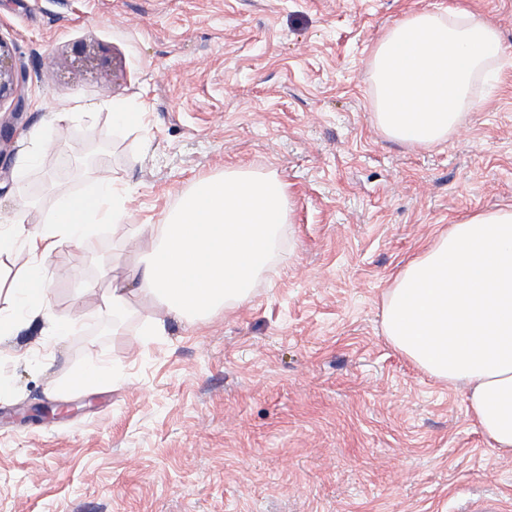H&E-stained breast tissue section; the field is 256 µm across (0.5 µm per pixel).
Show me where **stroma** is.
Wrapping results in <instances>:
<instances>
[{
	"label": "stroma",
	"instance_id": "stroma-1",
	"mask_svg": "<svg viewBox=\"0 0 512 512\" xmlns=\"http://www.w3.org/2000/svg\"><path fill=\"white\" fill-rule=\"evenodd\" d=\"M459 5L500 31L493 74L448 141L389 138L372 119L375 45L410 11ZM0 44L20 71L0 99V223L25 221L26 187L44 211L88 188L92 154L128 194L93 248L50 259L70 267L51 312L76 327L49 353L37 323L0 343V512H460L512 495V457L463 392L381 326L422 245L512 207V0H0ZM101 98L145 114L52 119ZM36 128L51 148L18 167ZM229 168L276 174L292 202L250 299L161 336L145 333L163 311L147 297L109 321L84 285L125 276L140 225ZM91 356L112 383L52 391Z\"/></svg>",
	"mask_w": 512,
	"mask_h": 512
}]
</instances>
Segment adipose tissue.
Wrapping results in <instances>:
<instances>
[{
    "label": "adipose tissue",
    "mask_w": 512,
    "mask_h": 512,
    "mask_svg": "<svg viewBox=\"0 0 512 512\" xmlns=\"http://www.w3.org/2000/svg\"><path fill=\"white\" fill-rule=\"evenodd\" d=\"M501 51L496 28L480 14L407 13L372 55L374 120L388 137L417 146L447 141L473 108L471 89ZM287 185L274 175L230 169L195 184L167 222L146 225L149 260L102 295L109 316L132 297L160 299L165 317L149 321L160 336L167 319L197 317L248 301L290 216ZM126 197L102 176L85 195L59 198L34 228L0 225V338L41 322L43 349L74 320L51 315L47 264L70 243L88 245L96 224H117ZM391 345L429 377L464 390L467 410L500 455L512 456V209L474 213L424 245L394 278L382 308Z\"/></svg>",
    "instance_id": "adipose-tissue-1"
}]
</instances>
